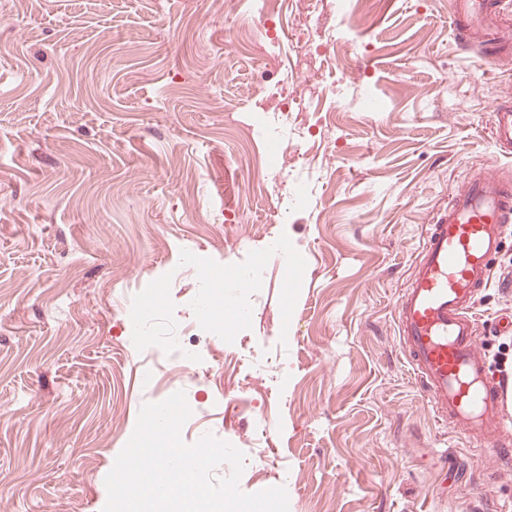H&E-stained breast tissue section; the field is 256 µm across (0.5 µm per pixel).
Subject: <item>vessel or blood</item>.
<instances>
[{"instance_id": "vessel-or-blood-1", "label": "vessel or blood", "mask_w": 512, "mask_h": 512, "mask_svg": "<svg viewBox=\"0 0 512 512\" xmlns=\"http://www.w3.org/2000/svg\"><path fill=\"white\" fill-rule=\"evenodd\" d=\"M450 25L487 65L512 49L493 0H452ZM491 134L512 151V107L493 106ZM511 237L512 178L485 169L429 225L395 308L401 347L437 422L499 457L512 454V377L491 374L477 352L473 309Z\"/></svg>"}]
</instances>
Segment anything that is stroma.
<instances>
[{
	"label": "stroma",
	"instance_id": "1",
	"mask_svg": "<svg viewBox=\"0 0 512 512\" xmlns=\"http://www.w3.org/2000/svg\"><path fill=\"white\" fill-rule=\"evenodd\" d=\"M361 8L0 0V512H103L141 407L178 391L184 441L232 440L241 490L289 512H512V461L435 426L395 320L436 210L485 161L512 174V56H463L450 0ZM205 287L246 317L202 319ZM148 289L218 357L132 345ZM474 313L512 374V293ZM491 134L495 144L502 152L512 150V107L493 106L491 112Z\"/></svg>",
	"mask_w": 512,
	"mask_h": 512
}]
</instances>
